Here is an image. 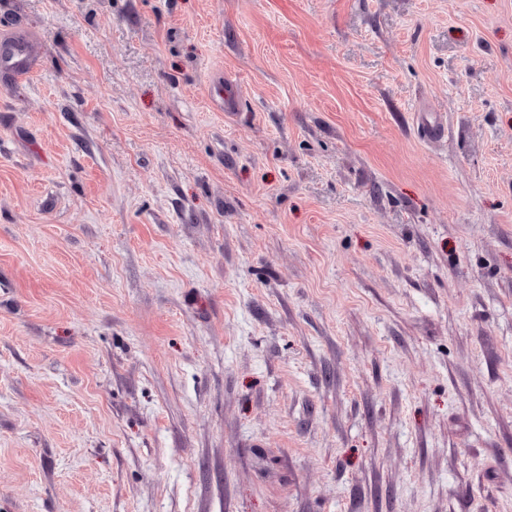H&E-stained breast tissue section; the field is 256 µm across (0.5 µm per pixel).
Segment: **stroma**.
Returning a JSON list of instances; mask_svg holds the SVG:
<instances>
[{"label":"stroma","mask_w":512,"mask_h":512,"mask_svg":"<svg viewBox=\"0 0 512 512\" xmlns=\"http://www.w3.org/2000/svg\"><path fill=\"white\" fill-rule=\"evenodd\" d=\"M18 31L0 512H512V0Z\"/></svg>","instance_id":"35a3bbf8"}]
</instances>
